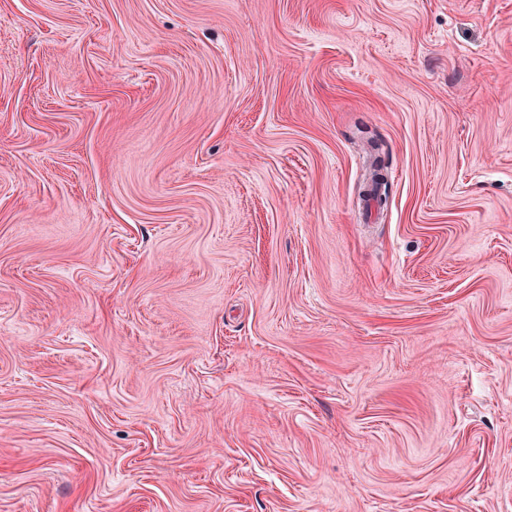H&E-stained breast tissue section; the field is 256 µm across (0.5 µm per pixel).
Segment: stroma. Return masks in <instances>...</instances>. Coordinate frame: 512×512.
I'll return each instance as SVG.
<instances>
[{"instance_id": "35a3bbf8", "label": "stroma", "mask_w": 512, "mask_h": 512, "mask_svg": "<svg viewBox=\"0 0 512 512\" xmlns=\"http://www.w3.org/2000/svg\"><path fill=\"white\" fill-rule=\"evenodd\" d=\"M0 512H512V0H0Z\"/></svg>"}]
</instances>
